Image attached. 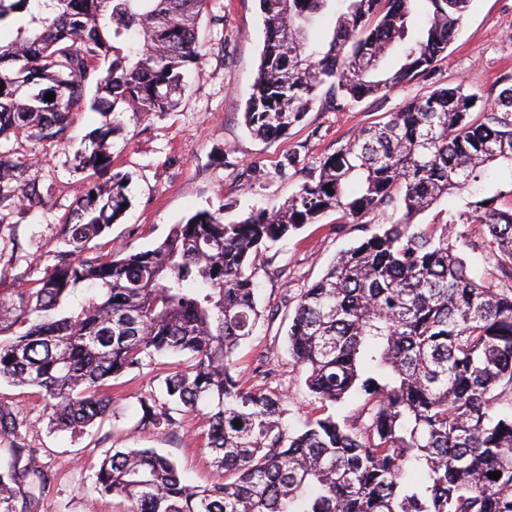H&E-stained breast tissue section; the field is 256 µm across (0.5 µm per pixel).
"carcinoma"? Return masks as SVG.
<instances>
[{
    "label": "carcinoma",
    "mask_w": 512,
    "mask_h": 512,
    "mask_svg": "<svg viewBox=\"0 0 512 512\" xmlns=\"http://www.w3.org/2000/svg\"><path fill=\"white\" fill-rule=\"evenodd\" d=\"M327 44L310 34L330 2ZM472 0H260L264 43L246 128L276 138L319 96L336 109L431 75ZM210 0H0V138L68 142L74 116L102 117L77 168H112L111 119L172 111L203 59L197 29ZM399 47V63H380ZM477 108L462 83L407 100L336 148L282 203L224 222L202 211L150 249L85 255L129 204L128 176L92 178L35 286L0 295V380L39 388L53 428L81 434L109 414L108 382L157 356L187 355L164 380L167 406L141 403L140 425L208 424L206 447L224 483L190 486L154 448H117L95 489L126 512H512V289L477 281L457 253L455 226L481 224L512 271V76ZM95 94L87 98V88ZM49 92L52 101L45 100ZM103 159L97 163V159ZM494 167L492 186L479 187ZM446 218L416 219L442 198ZM39 185L0 151V207L40 201ZM334 212L342 223L385 222L341 251L324 276L284 298L294 306L287 350L318 404L304 427L282 398L246 386L234 356L261 318L257 270L292 232ZM82 285L97 290L80 310ZM339 421L328 407L351 396ZM241 426H234V421ZM0 403V512H39L53 473ZM498 471L492 479L488 473Z\"/></svg>",
    "instance_id": "1"
}]
</instances>
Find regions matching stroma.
<instances>
[{
    "instance_id": "stroma-1",
    "label": "stroma",
    "mask_w": 512,
    "mask_h": 512,
    "mask_svg": "<svg viewBox=\"0 0 512 512\" xmlns=\"http://www.w3.org/2000/svg\"><path fill=\"white\" fill-rule=\"evenodd\" d=\"M198 37L204 57L190 71L187 91L173 111L143 118L117 105L113 167L131 179V205L104 237L90 242L88 256L147 249L163 240L171 225L203 210L223 209L232 220L251 208L284 201L338 146L405 100L461 83L489 104L502 90L503 77L512 74V0H473L430 78L341 111L317 101L288 137L263 140L243 124L263 46L259 0H213ZM100 121L89 110L78 114L65 147L38 145L23 136L0 141V150L13 152L47 192L43 202L13 209L0 221V293L33 285L64 250L60 228L88 186L86 173L76 169V154ZM292 153L299 154L302 169L287 173L283 165ZM374 222L368 216L360 224H342L331 213L284 239L271 264L257 274L261 306L276 307L285 291L319 280L336 253L367 236ZM465 231L476 243L464 251L474 274L493 287L512 288V272L500 269L480 245L485 227L469 224ZM287 328L282 317L262 323L236 362L250 386L256 383L255 367L272 370L270 389L284 399L286 421L298 427L312 405L304 377L286 351ZM173 368V359L159 358L114 380L109 416L79 438L51 430L38 388L0 382V403L13 408L23 422L22 434L54 474L41 512H125L121 498L94 489L95 472L113 448H155L176 461L186 483L223 482L224 472L205 446L208 427L202 417L185 414L183 426L168 432L140 424L142 400L164 403L161 382Z\"/></svg>"
}]
</instances>
